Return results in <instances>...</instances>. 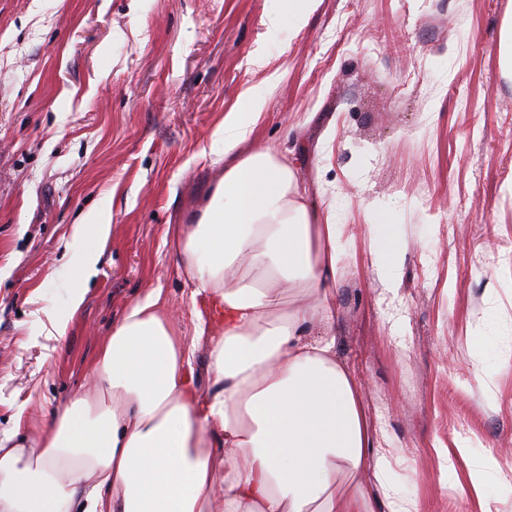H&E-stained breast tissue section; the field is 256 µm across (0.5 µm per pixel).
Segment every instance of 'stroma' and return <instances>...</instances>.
<instances>
[{"mask_svg":"<svg viewBox=\"0 0 512 512\" xmlns=\"http://www.w3.org/2000/svg\"><path fill=\"white\" fill-rule=\"evenodd\" d=\"M280 0H0V438L87 390L125 308L163 293L192 381L212 389L209 323L167 233L224 171L217 125L262 87L241 147L286 155L332 205L337 359L358 379L393 479L425 512H472L470 464L512 467V79L498 34L512 0H317L300 31ZM265 55L267 72L252 64ZM111 201V233L66 336L74 232ZM384 209L396 291L368 258ZM496 376L482 394L478 368ZM468 458L446 465L453 442ZM67 290V314H60L52 305L45 308L50 325L48 336H54L56 339L66 335L69 320L83 303L86 292V288H69Z\"/></svg>","mask_w":512,"mask_h":512,"instance_id":"1","label":"stroma"}]
</instances>
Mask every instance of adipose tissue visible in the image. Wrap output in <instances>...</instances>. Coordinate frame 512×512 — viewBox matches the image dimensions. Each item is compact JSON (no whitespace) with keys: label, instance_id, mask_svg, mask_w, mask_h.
<instances>
[{"label":"adipose tissue","instance_id":"adipose-tissue-1","mask_svg":"<svg viewBox=\"0 0 512 512\" xmlns=\"http://www.w3.org/2000/svg\"><path fill=\"white\" fill-rule=\"evenodd\" d=\"M264 98L243 91L214 136L224 174L173 234L182 269L221 331L209 339L214 388L190 383L160 291L131 303L98 355L91 389L22 440L0 439V512H369L370 484L392 512H422L391 480L394 449H375L360 384L313 335L335 311L346 248L329 209L302 201L285 156L239 147ZM102 202L73 244L67 314L46 307L51 336L71 312L111 230ZM372 264L394 285L399 252L387 216L368 225ZM306 300L284 312V289ZM351 483L336 490L338 476Z\"/></svg>","mask_w":512,"mask_h":512}]
</instances>
